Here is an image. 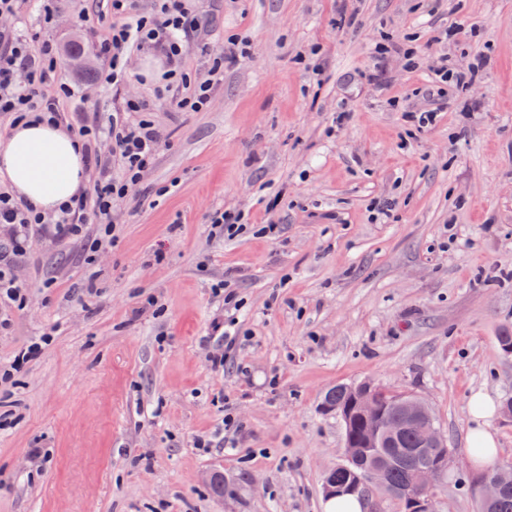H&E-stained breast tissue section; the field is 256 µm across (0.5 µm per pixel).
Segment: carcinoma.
<instances>
[{
	"label": "carcinoma",
	"mask_w": 512,
	"mask_h": 512,
	"mask_svg": "<svg viewBox=\"0 0 512 512\" xmlns=\"http://www.w3.org/2000/svg\"><path fill=\"white\" fill-rule=\"evenodd\" d=\"M380 402L388 423L377 447L362 451L354 464L347 469L336 468L334 477L336 482L345 484L350 478V471H362L380 465L386 469L388 490H396L407 486L416 468L429 465L432 459L429 456H418L415 448L419 447L418 434L414 427L402 424L404 412L401 404L395 400V395L389 390H382Z\"/></svg>",
	"instance_id": "cac0c4a2"
}]
</instances>
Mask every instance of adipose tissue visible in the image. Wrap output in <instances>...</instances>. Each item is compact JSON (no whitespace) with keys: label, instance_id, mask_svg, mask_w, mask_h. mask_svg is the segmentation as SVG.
<instances>
[{"label":"adipose tissue","instance_id":"1","mask_svg":"<svg viewBox=\"0 0 512 512\" xmlns=\"http://www.w3.org/2000/svg\"><path fill=\"white\" fill-rule=\"evenodd\" d=\"M0 177L36 210L58 209L83 190L86 162L78 138L60 125L44 122L15 124L0 140ZM496 411L492 399L476 394L470 403L467 443L471 461L483 465L498 454V442L487 420Z\"/></svg>","mask_w":512,"mask_h":512}]
</instances>
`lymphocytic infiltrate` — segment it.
Wrapping results in <instances>:
<instances>
[{
  "label": "lymphocytic infiltrate",
  "mask_w": 512,
  "mask_h": 512,
  "mask_svg": "<svg viewBox=\"0 0 512 512\" xmlns=\"http://www.w3.org/2000/svg\"><path fill=\"white\" fill-rule=\"evenodd\" d=\"M27 0H0V17L12 18L0 27V114L13 121L35 117L50 123L61 121V103L75 96L68 84L47 93L56 69V47L49 41L21 33L15 21ZM154 14L141 11L139 0H111L114 22L97 43L107 61L99 84L121 92L131 78L128 60L135 51H154L162 55L165 69L152 90L151 100H124L121 110L109 113L105 121L79 124L75 133L83 143L86 163L95 176L89 190L81 192L57 211L44 214L26 201L0 188V300L17 305L28 301L26 284L13 270L24 262L33 237L57 240L83 239L84 263L93 267L98 251L112 246V204L129 196L142 182L145 173L169 139L151 116L152 100H166L178 112H200L208 107L213 91L224 77L223 58H214L207 77L194 80L185 72L182 61L190 46H207L210 20L193 0H157ZM474 69L440 67L427 79L435 108L413 112L418 128L435 123L447 111L448 85L466 87ZM240 301L234 291L224 294V317L216 329L224 335V352L212 358L214 368H223L230 353L246 342L238 329Z\"/></svg>",
  "instance_id": "f902f5d3"
}]
</instances>
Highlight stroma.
Segmentation results:
<instances>
[{
	"instance_id": "1",
	"label": "stroma",
	"mask_w": 512,
	"mask_h": 512,
	"mask_svg": "<svg viewBox=\"0 0 512 512\" xmlns=\"http://www.w3.org/2000/svg\"><path fill=\"white\" fill-rule=\"evenodd\" d=\"M56 4L47 28L28 0L22 28L60 50L83 42L86 63L57 57L56 81L79 89L64 107L71 124L118 104L95 84V36L74 21L112 10ZM201 6L214 12L211 46L190 50V71L207 75L236 34L249 56L225 68L206 110L157 102L170 145L139 198L118 202L117 240L94 275L79 239L36 241L15 270L29 300L6 310L0 373L50 339L0 385V512H323L344 434L321 396L362 381L430 405L455 459L436 512H479L468 404L477 392L512 397V356L498 344L512 331V0ZM448 21L462 24L450 38ZM409 34L415 68L376 53L381 37ZM480 54L486 66L453 91L454 110L421 130L408 122L429 106L431 68ZM375 201L391 202L389 217L371 220ZM217 210L280 233L211 237ZM224 280L248 339L218 372ZM228 412L243 426L233 449L217 441ZM211 471L230 493L212 494Z\"/></svg>"
}]
</instances>
